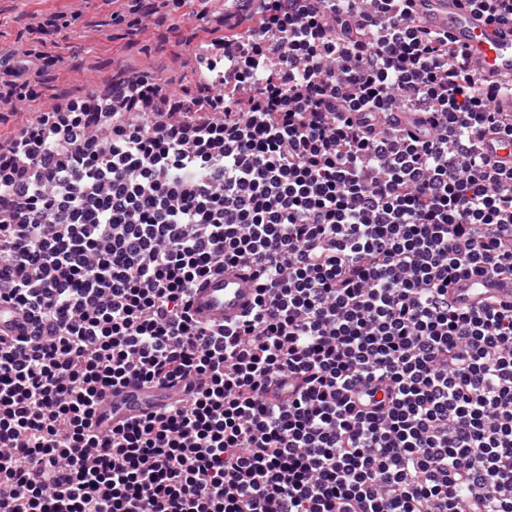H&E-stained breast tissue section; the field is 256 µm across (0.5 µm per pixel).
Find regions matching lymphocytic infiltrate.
<instances>
[{
  "mask_svg": "<svg viewBox=\"0 0 512 512\" xmlns=\"http://www.w3.org/2000/svg\"><path fill=\"white\" fill-rule=\"evenodd\" d=\"M256 15L204 96L135 71L0 139V512H512V301L452 297L512 282V112L415 0ZM130 382L187 397L97 432ZM255 282L239 273L210 277L191 297L195 316L216 328L239 315L251 304ZM491 296L512 300V283L487 280L483 283V287L473 288L470 282L462 281L454 291L457 302L466 304H475Z\"/></svg>",
  "mask_w": 512,
  "mask_h": 512,
  "instance_id": "lymphocytic-infiltrate-1",
  "label": "lymphocytic infiltrate"
}]
</instances>
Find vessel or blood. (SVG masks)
I'll return each instance as SVG.
<instances>
[{
	"mask_svg": "<svg viewBox=\"0 0 512 512\" xmlns=\"http://www.w3.org/2000/svg\"><path fill=\"white\" fill-rule=\"evenodd\" d=\"M417 10L428 27L448 30L457 46L477 62L483 78L512 85V24L489 21L467 9L463 0H418ZM254 289L255 283L247 275L212 276L193 292L192 311L204 323L221 325L250 306ZM491 296L512 300V283L488 280L475 288L463 281L454 291L455 299L466 304ZM177 395L176 388L166 385H128L108 397L96 427L106 431L112 421L154 411Z\"/></svg>",
	"mask_w": 512,
	"mask_h": 512,
	"instance_id": "1",
	"label": "vessel or blood"
}]
</instances>
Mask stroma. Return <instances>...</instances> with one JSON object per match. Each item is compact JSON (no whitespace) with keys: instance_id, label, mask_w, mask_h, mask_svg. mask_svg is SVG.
<instances>
[{"instance_id":"obj_1","label":"stroma","mask_w":512,"mask_h":512,"mask_svg":"<svg viewBox=\"0 0 512 512\" xmlns=\"http://www.w3.org/2000/svg\"><path fill=\"white\" fill-rule=\"evenodd\" d=\"M252 10L224 0H0V54L20 48L37 62L22 77L0 72V96L21 94L0 122L9 137L38 108L99 90L133 70L161 74L170 89L196 90L198 45L249 27Z\"/></svg>"}]
</instances>
